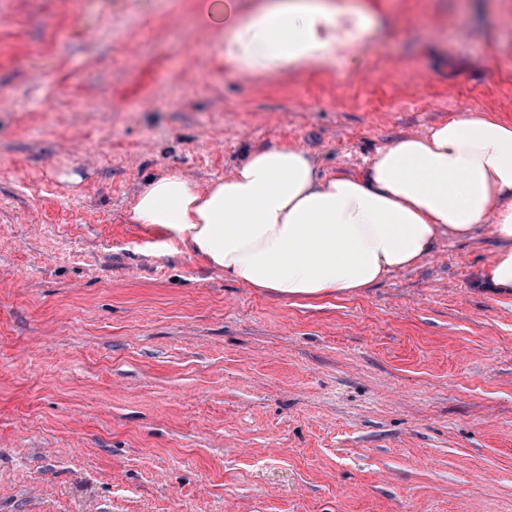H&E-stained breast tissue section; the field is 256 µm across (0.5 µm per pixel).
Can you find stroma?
Here are the masks:
<instances>
[{"mask_svg":"<svg viewBox=\"0 0 512 512\" xmlns=\"http://www.w3.org/2000/svg\"><path fill=\"white\" fill-rule=\"evenodd\" d=\"M197 4L0 0V512H512L489 226L312 303L130 218L254 148L360 175L460 113L512 124V0H378L353 59L251 80Z\"/></svg>","mask_w":512,"mask_h":512,"instance_id":"obj_1","label":"stroma"}]
</instances>
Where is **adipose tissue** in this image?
<instances>
[{"label": "adipose tissue", "mask_w": 512, "mask_h": 512, "mask_svg": "<svg viewBox=\"0 0 512 512\" xmlns=\"http://www.w3.org/2000/svg\"><path fill=\"white\" fill-rule=\"evenodd\" d=\"M222 9L224 60L238 77L331 66L375 24L363 0H259ZM131 219L164 246L203 257L236 281L290 299L368 288L431 255L439 238L491 225L498 246L485 287L512 295V125L464 113L378 151L363 175H321L296 145L258 148L224 178H150Z\"/></svg>", "instance_id": "obj_1"}]
</instances>
